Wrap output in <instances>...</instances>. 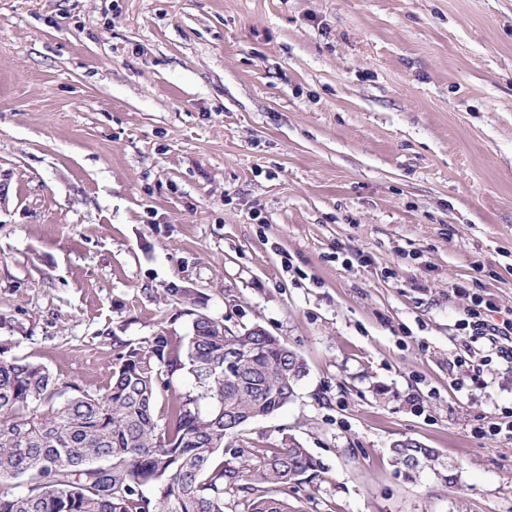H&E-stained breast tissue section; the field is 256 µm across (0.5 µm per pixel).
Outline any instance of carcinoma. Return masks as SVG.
<instances>
[{
    "mask_svg": "<svg viewBox=\"0 0 512 512\" xmlns=\"http://www.w3.org/2000/svg\"><path fill=\"white\" fill-rule=\"evenodd\" d=\"M228 358L236 359L229 378ZM184 372L190 388L171 389ZM305 374L280 338L252 327L226 333L202 313L187 336L161 329L125 345L102 391L63 384L25 358L0 360V512H224L228 495L241 512H302L269 489L320 471L301 443L290 437L246 453L228 442L292 401ZM392 455L411 472L439 465L420 442Z\"/></svg>",
    "mask_w": 512,
    "mask_h": 512,
    "instance_id": "obj_1",
    "label": "carcinoma"
}]
</instances>
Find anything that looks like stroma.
Wrapping results in <instances>:
<instances>
[{
    "label": "stroma",
    "mask_w": 512,
    "mask_h": 512,
    "mask_svg": "<svg viewBox=\"0 0 512 512\" xmlns=\"http://www.w3.org/2000/svg\"><path fill=\"white\" fill-rule=\"evenodd\" d=\"M468 287L512 319V0H0V360L259 326L308 373L232 445L307 448L304 512H512ZM395 463L408 471L414 472L424 468L436 469L439 466L438 455L432 448H426L420 442H407L392 448Z\"/></svg>",
    "instance_id": "obj_1"
}]
</instances>
